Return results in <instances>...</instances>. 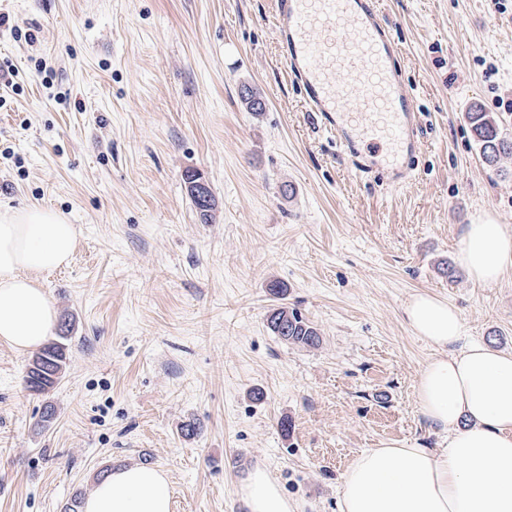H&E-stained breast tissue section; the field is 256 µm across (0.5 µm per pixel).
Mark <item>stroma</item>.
<instances>
[{
	"instance_id": "1",
	"label": "stroma",
	"mask_w": 512,
	"mask_h": 512,
	"mask_svg": "<svg viewBox=\"0 0 512 512\" xmlns=\"http://www.w3.org/2000/svg\"><path fill=\"white\" fill-rule=\"evenodd\" d=\"M379 9L425 129L399 186L356 178L317 129L274 0H0V62L22 88L0 85V211L50 207L79 232L70 264L41 277L71 325L63 376L29 391L31 353L0 344V512H64L99 471L132 465L166 471L172 512H246L257 464L304 512H336L362 451L444 446L415 396L434 350L404 307L445 299L468 339L512 352V271L484 287L442 270L484 215L512 231V160L485 163L464 117L480 105L512 139V0ZM275 280L318 348L269 332ZM196 178L202 179V176L199 172L194 170H187L183 175V180L186 185L189 199L196 211L197 216L199 217L201 223L209 224L212 222L216 211L215 198L210 191V188L208 189L207 198L205 200L200 199L195 194L193 184L195 183Z\"/></svg>"
}]
</instances>
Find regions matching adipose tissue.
<instances>
[{"label": "adipose tissue", "instance_id": "obj_1", "mask_svg": "<svg viewBox=\"0 0 512 512\" xmlns=\"http://www.w3.org/2000/svg\"><path fill=\"white\" fill-rule=\"evenodd\" d=\"M77 230L38 205L0 214V343L19 352L49 336L56 311L36 276L70 264ZM456 261L491 286L512 270V232L486 218L467 225ZM411 331L434 349L416 386L420 414L447 433L443 448L394 441L357 455L344 472L336 512H512V353L466 342L460 311L420 293L404 308ZM247 512H297L266 468L241 488ZM83 512H171L166 472L115 469Z\"/></svg>", "mask_w": 512, "mask_h": 512}]
</instances>
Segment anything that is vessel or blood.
Instances as JSON below:
<instances>
[{
    "label": "vessel or blood",
    "mask_w": 512,
    "mask_h": 512,
    "mask_svg": "<svg viewBox=\"0 0 512 512\" xmlns=\"http://www.w3.org/2000/svg\"><path fill=\"white\" fill-rule=\"evenodd\" d=\"M275 17L282 58L307 111L353 172L365 179L381 169L392 184L410 181L422 126L398 66L401 47L376 0H275ZM339 72L360 79V116L348 112Z\"/></svg>",
    "instance_id": "1"
}]
</instances>
